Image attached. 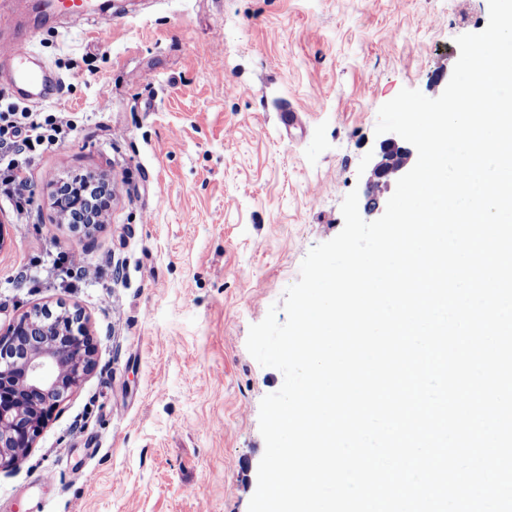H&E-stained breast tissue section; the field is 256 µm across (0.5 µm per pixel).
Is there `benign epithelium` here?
Instances as JSON below:
<instances>
[{
  "label": "benign epithelium",
  "mask_w": 512,
  "mask_h": 512,
  "mask_svg": "<svg viewBox=\"0 0 512 512\" xmlns=\"http://www.w3.org/2000/svg\"><path fill=\"white\" fill-rule=\"evenodd\" d=\"M412 150L398 136L380 144L381 159L364 192V209L379 207L377 188L405 173ZM71 224L91 231L98 205L80 196L62 199ZM96 344L85 313L59 304L54 312L36 308L0 331V470L27 455L53 412L95 365Z\"/></svg>",
  "instance_id": "7a95c632"
}]
</instances>
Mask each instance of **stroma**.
<instances>
[{
    "mask_svg": "<svg viewBox=\"0 0 512 512\" xmlns=\"http://www.w3.org/2000/svg\"><path fill=\"white\" fill-rule=\"evenodd\" d=\"M111 20L57 24L35 56L71 140L30 164L26 214L0 196V329L34 307L82 308L95 367L34 448L0 471V512H248L265 443L260 402L283 376L250 325L334 238L364 190L379 108L438 97L457 36L488 0H114ZM108 101H101V94ZM292 110L301 121L280 129ZM108 179L90 234L55 186ZM82 251L99 269L81 279ZM53 473L52 484H42Z\"/></svg>",
    "mask_w": 512,
    "mask_h": 512,
    "instance_id": "obj_1",
    "label": "stroma"
}]
</instances>
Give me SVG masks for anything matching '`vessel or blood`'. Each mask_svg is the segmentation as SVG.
<instances>
[{"label":"vessel or blood","instance_id":"obj_1","mask_svg":"<svg viewBox=\"0 0 512 512\" xmlns=\"http://www.w3.org/2000/svg\"><path fill=\"white\" fill-rule=\"evenodd\" d=\"M41 12L63 19L68 26L87 23L94 15L92 0H41ZM0 80L9 83L20 100L41 103L54 94L59 83L57 74L39 64L27 40H0Z\"/></svg>","mask_w":512,"mask_h":512}]
</instances>
